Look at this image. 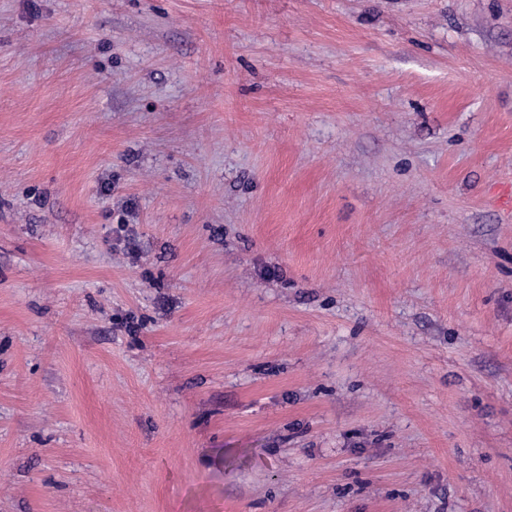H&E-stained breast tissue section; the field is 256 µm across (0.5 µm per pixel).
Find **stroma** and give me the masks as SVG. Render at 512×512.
<instances>
[{
  "mask_svg": "<svg viewBox=\"0 0 512 512\" xmlns=\"http://www.w3.org/2000/svg\"><path fill=\"white\" fill-rule=\"evenodd\" d=\"M0 512H512V0H0Z\"/></svg>",
  "mask_w": 512,
  "mask_h": 512,
  "instance_id": "obj_1",
  "label": "stroma"
}]
</instances>
